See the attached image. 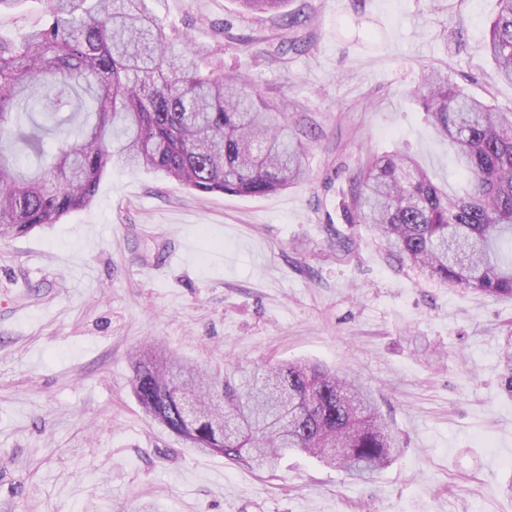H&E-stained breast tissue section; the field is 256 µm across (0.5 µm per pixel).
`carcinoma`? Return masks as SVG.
Returning a JSON list of instances; mask_svg holds the SVG:
<instances>
[{
  "label": "carcinoma",
  "instance_id": "carcinoma-1",
  "mask_svg": "<svg viewBox=\"0 0 512 512\" xmlns=\"http://www.w3.org/2000/svg\"><path fill=\"white\" fill-rule=\"evenodd\" d=\"M45 2L22 41L0 39V239L89 205L114 162L200 194L264 196L304 180L312 125L214 67L189 36L175 48L145 0ZM237 2L269 13L288 0ZM498 6L484 49L512 83V0ZM413 94L468 188L450 196L395 152L357 174L352 222L372 225L395 258L433 278L512 298V111L435 70ZM62 130L47 152L45 138ZM134 368L145 415L189 447L250 469L274 471L300 450L365 479L399 453L370 390L348 372L268 363L231 376L145 351Z\"/></svg>",
  "mask_w": 512,
  "mask_h": 512
}]
</instances>
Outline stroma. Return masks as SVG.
I'll return each mask as SVG.
<instances>
[{
  "instance_id": "stroma-1",
  "label": "stroma",
  "mask_w": 512,
  "mask_h": 512,
  "mask_svg": "<svg viewBox=\"0 0 512 512\" xmlns=\"http://www.w3.org/2000/svg\"><path fill=\"white\" fill-rule=\"evenodd\" d=\"M148 5L312 123L309 178L200 194L115 166L90 205L0 242V512H512V299L427 278L349 221L359 169L395 150L460 192L412 91L432 68L512 109L483 49L497 0H288L295 28L235 0ZM151 346L229 374L351 371L402 452L356 481L299 453L268 474L188 448L131 392Z\"/></svg>"
}]
</instances>
